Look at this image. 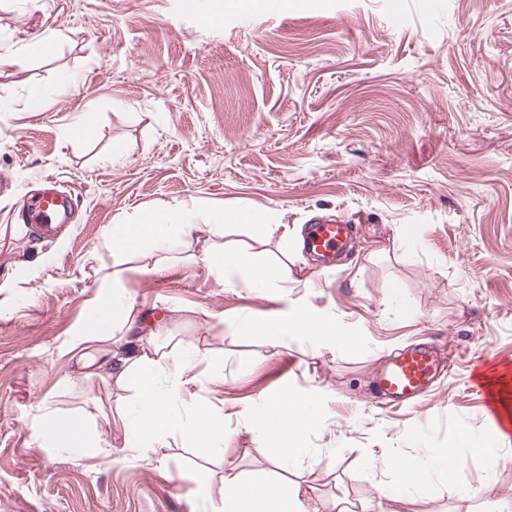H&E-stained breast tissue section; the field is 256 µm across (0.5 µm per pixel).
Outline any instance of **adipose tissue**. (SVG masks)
<instances>
[{
	"mask_svg": "<svg viewBox=\"0 0 512 512\" xmlns=\"http://www.w3.org/2000/svg\"><path fill=\"white\" fill-rule=\"evenodd\" d=\"M202 230L190 210L184 207L148 213L134 224H116L108 241L112 255V292L97 306V314L85 323L77 341L107 352L101 376L124 390L122 404L127 432L124 445L148 455L173 433L204 448L216 460L224 458V422L207 407L182 410L180 395L187 377L200 359L195 346L183 344L178 358H171L157 343L158 333L149 329L133 302L121 289L122 267L144 252L167 254L188 247ZM203 261L223 276L226 283L242 282L257 291L282 288L290 279L287 264L275 267L258 263L245 248L227 242L211 243L203 252ZM237 330L265 336L276 345H287L293 338L315 342L332 341L339 333L334 321L311 311L290 319L257 321L241 318ZM265 438L274 442L278 462L308 455L306 432L316 421L314 401L292 396L266 399L253 415ZM97 416L88 411L78 414L43 405L37 428L42 447L80 460L92 455L89 440ZM395 480L379 488V512H388V504L400 501L410 490L431 480L454 481L456 456L453 449L434 452L427 457L406 456L387 461ZM215 512H321L312 504L308 490L299 481L247 479L225 472L224 494Z\"/></svg>",
	"mask_w": 512,
	"mask_h": 512,
	"instance_id": "obj_1",
	"label": "adipose tissue"
}]
</instances>
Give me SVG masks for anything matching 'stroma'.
<instances>
[{
  "label": "stroma",
  "mask_w": 512,
  "mask_h": 512,
  "mask_svg": "<svg viewBox=\"0 0 512 512\" xmlns=\"http://www.w3.org/2000/svg\"><path fill=\"white\" fill-rule=\"evenodd\" d=\"M393 2L290 0L208 25L196 0H0V46L18 51L0 67L16 104L0 112V512H192L191 449L176 435L146 460L124 449L118 391L72 341L112 290L113 225L176 205L210 224L224 204L278 215V229L226 237L287 259L288 287L230 286L181 253L122 282L170 349L201 354L181 402L224 418L223 463H199L213 500L233 470L371 512L391 477L371 461L453 448L456 485L434 482L397 512H512V436L487 454L460 441L490 428L472 388L483 360L512 363V0H437L426 18L401 0L403 28ZM47 29L53 51L26 52ZM64 71L78 76L67 90ZM82 111L95 130L75 139ZM48 181L72 217L44 240L13 209ZM318 216L354 228L328 268L296 248ZM302 310L342 340L281 347L236 331L245 315ZM419 342L451 349L449 371L415 405L381 400L375 372ZM279 395L318 408L297 470L273 464L251 422ZM46 403L99 410L113 462L42 449Z\"/></svg>",
  "instance_id": "obj_1"
}]
</instances>
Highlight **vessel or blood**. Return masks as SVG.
<instances>
[{
  "instance_id": "vessel-or-blood-1",
  "label": "vessel or blood",
  "mask_w": 512,
  "mask_h": 512,
  "mask_svg": "<svg viewBox=\"0 0 512 512\" xmlns=\"http://www.w3.org/2000/svg\"><path fill=\"white\" fill-rule=\"evenodd\" d=\"M19 207L22 220L48 236L53 233L55 223L61 216L63 203L56 195L49 194L33 204L20 202ZM349 236V225L333 221L319 222L310 225L305 236V247L328 266L344 248ZM437 370L438 361L432 347L417 345L396 355L379 373L377 385L385 397L411 401L427 392Z\"/></svg>"
}]
</instances>
